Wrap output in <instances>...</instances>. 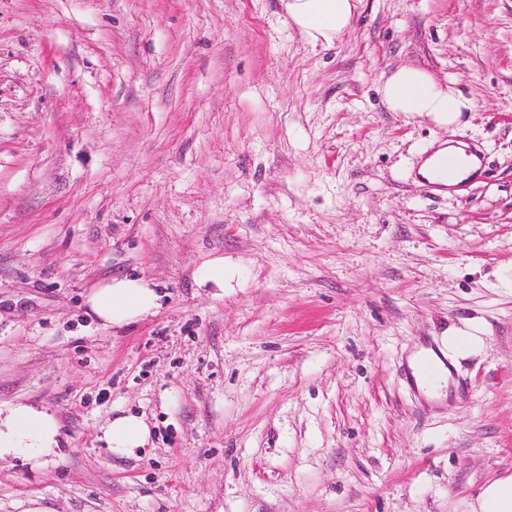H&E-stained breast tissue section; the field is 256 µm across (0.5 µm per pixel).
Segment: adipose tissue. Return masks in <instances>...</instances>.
<instances>
[{
    "label": "adipose tissue",
    "instance_id": "obj_1",
    "mask_svg": "<svg viewBox=\"0 0 512 512\" xmlns=\"http://www.w3.org/2000/svg\"><path fill=\"white\" fill-rule=\"evenodd\" d=\"M289 22L312 45L330 46L350 28L360 0H282ZM389 110L429 118L448 130L459 126L473 103L459 91L434 81L425 71L403 66L382 86ZM161 296L142 280L116 278L94 288L86 304L103 326H124L154 314ZM107 450L131 457L150 441L144 417L123 414L101 428ZM61 425L49 407L30 401L0 404V462H20L38 469L60 454ZM461 512H512V474L485 484L460 504Z\"/></svg>",
    "mask_w": 512,
    "mask_h": 512
}]
</instances>
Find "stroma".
I'll return each mask as SVG.
<instances>
[{"mask_svg":"<svg viewBox=\"0 0 512 512\" xmlns=\"http://www.w3.org/2000/svg\"><path fill=\"white\" fill-rule=\"evenodd\" d=\"M402 66L463 125L390 111ZM448 138L482 161L449 196L418 173ZM511 267L512 0H361L330 47L281 0H0V403L63 437L0 462V512H456L512 473ZM120 277L162 306L105 327ZM474 318L482 350L412 391ZM127 413L151 438L121 458ZM161 297L143 280L116 278L94 288L86 304L103 326H124L154 314ZM430 348L434 354L421 355L408 366L405 373L407 384L418 392L424 390L422 384L430 382L437 370L448 368V361L432 346ZM101 431V439L107 450L120 457L135 456L138 449L145 448L151 437L148 422L135 414L112 417L101 427Z\"/></svg>","mask_w":512,"mask_h":512,"instance_id":"35a3bbf8","label":"stroma"}]
</instances>
